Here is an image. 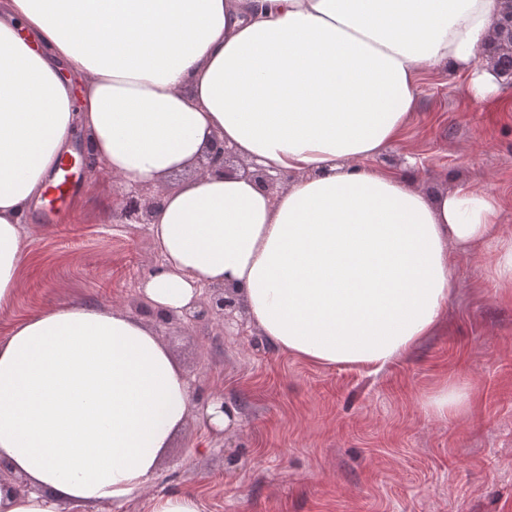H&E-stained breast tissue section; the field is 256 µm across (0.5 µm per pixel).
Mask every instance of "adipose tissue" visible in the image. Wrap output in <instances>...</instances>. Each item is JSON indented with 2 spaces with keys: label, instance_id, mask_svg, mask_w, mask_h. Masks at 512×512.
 I'll return each mask as SVG.
<instances>
[{
  "label": "adipose tissue",
  "instance_id": "ef3b65f1",
  "mask_svg": "<svg viewBox=\"0 0 512 512\" xmlns=\"http://www.w3.org/2000/svg\"><path fill=\"white\" fill-rule=\"evenodd\" d=\"M505 0H0V309L17 293L21 226L71 150L124 191L153 189L162 262L140 283L161 314L204 288L319 366L380 369L439 326L456 251L512 239L492 196H436L377 168L424 74L474 65ZM256 174L205 171L213 143ZM300 179L280 192L257 173ZM175 187H165L171 175ZM195 407L154 330L61 303L0 340V512L101 503L154 480Z\"/></svg>",
  "mask_w": 512,
  "mask_h": 512
}]
</instances>
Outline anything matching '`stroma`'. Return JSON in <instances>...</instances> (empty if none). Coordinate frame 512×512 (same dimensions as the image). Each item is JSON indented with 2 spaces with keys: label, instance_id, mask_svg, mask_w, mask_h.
<instances>
[{
  "label": "stroma",
  "instance_id": "obj_1",
  "mask_svg": "<svg viewBox=\"0 0 512 512\" xmlns=\"http://www.w3.org/2000/svg\"><path fill=\"white\" fill-rule=\"evenodd\" d=\"M474 98L469 76L440 68L422 81L417 112L378 166L409 172L429 194L464 186L492 195L512 235V110ZM76 191L24 227L18 292L0 310L13 325L63 302L128 312L151 327L184 370L197 403L222 394L242 425L213 433L190 416L152 485V498L196 495L203 512H512V297L492 281L496 248L459 255L457 283L433 336L380 371L316 366L250 325L222 317L161 318L138 295L162 256L147 225L101 212V172L74 166ZM471 387L462 417L436 414L445 384Z\"/></svg>",
  "mask_w": 512,
  "mask_h": 512
}]
</instances>
